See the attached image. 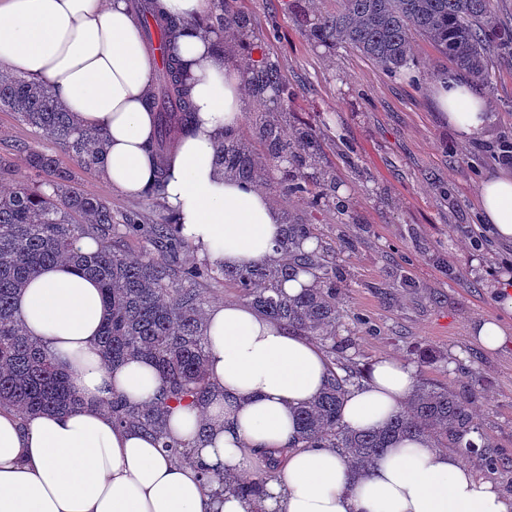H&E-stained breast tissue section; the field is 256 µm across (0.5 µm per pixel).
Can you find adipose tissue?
<instances>
[{"mask_svg": "<svg viewBox=\"0 0 512 512\" xmlns=\"http://www.w3.org/2000/svg\"><path fill=\"white\" fill-rule=\"evenodd\" d=\"M164 16L185 22L169 52L181 67L193 132L177 138L165 163L153 153L155 115L148 105L152 61L128 0H0V73H21L51 86L79 124L108 139L101 169L121 194L137 198L162 179L160 199L182 236L212 266L247 268L275 257L281 215L258 186L225 176L215 146L244 120L245 77L190 22L213 0H158ZM439 106L459 139L491 121L485 100L448 80ZM480 209L494 234L512 240V170L486 179ZM16 307L29 336L63 364L83 408L24 418L0 411V512H512V497L478 477L459 453L429 442L398 440L370 474L351 480L334 448H297L299 410L324 388L325 352L289 334L251 306L227 302L206 321L213 394L205 409L179 406L171 436L194 445L179 465L153 436L113 425L100 407L124 394L152 401L160 383L144 359L102 362L98 334L107 318L98 282L65 264L44 267ZM415 385L405 361H374L365 386L344 398L342 420L355 431L381 428ZM286 449L258 503L210 493L203 474H239L250 449Z\"/></svg>", "mask_w": 512, "mask_h": 512, "instance_id": "ef3b65f1", "label": "adipose tissue"}]
</instances>
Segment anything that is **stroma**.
I'll return each mask as SVG.
<instances>
[{"label":"stroma","mask_w":512,"mask_h":512,"mask_svg":"<svg viewBox=\"0 0 512 512\" xmlns=\"http://www.w3.org/2000/svg\"><path fill=\"white\" fill-rule=\"evenodd\" d=\"M250 20L244 40L226 45L230 60L252 71L275 62L288 88L286 131L309 123L323 131L322 164L336 172V197L349 209H312L302 193L279 197L278 175L266 162L257 183L274 197L284 221L317 225L324 247L335 250L344 273L340 304L350 339L344 356L370 367L382 356L413 363L416 379L457 391L472 390L481 444L512 457V335L496 351L471 334L480 319L512 312L499 291L512 289V243L496 240L478 208L482 181L495 172L502 142L512 140V60L492 58L491 85L481 94L493 121L460 141L436 106L433 90L455 70L422 37L414 62L386 75L354 50L309 40L313 10L332 13L336 0H236ZM53 144L10 112H0V156L30 182L42 173L29 150ZM81 191L108 202L113 213L164 214L159 198H128L101 176L55 152ZM349 246H341V239ZM430 358L419 362L418 350Z\"/></svg>","instance_id":"obj_1"}]
</instances>
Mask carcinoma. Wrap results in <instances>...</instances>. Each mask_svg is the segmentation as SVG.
<instances>
[{
    "mask_svg": "<svg viewBox=\"0 0 512 512\" xmlns=\"http://www.w3.org/2000/svg\"><path fill=\"white\" fill-rule=\"evenodd\" d=\"M144 9L141 18L152 17L164 35L170 37L180 29V22L159 12L157 0H149ZM217 24L241 37L248 28L246 17L227 3ZM415 34L461 75L480 84L487 78L489 51L512 57V26H502L492 0H341L336 13L315 17L309 28L313 41L347 45L390 75L411 64ZM271 90L282 96L278 112L260 107ZM248 93L258 104L248 116L251 135L240 131L217 143V161L224 173L247 182L264 161L287 154L293 164L281 174V194L299 189L310 195L312 208L327 205L336 186L333 174L319 164L321 133L304 125L295 129L293 138H284L289 97L277 66L268 62L252 71ZM150 105L158 110L162 125L185 133L195 124L178 64L171 58L151 93ZM0 111L14 113L71 154L83 171L100 172L105 133L79 125L50 87L21 75L0 78ZM29 160L30 167L48 179L39 185L17 179L12 188L0 192V410L25 416L81 405L69 373L25 334L16 310V296L29 278L47 265L65 262L96 279L104 292L109 314L98 338L104 362L145 358L155 365L161 380L157 397L148 405L112 396L105 403L112 422L150 433L179 463L193 462L192 445L172 439L166 420L174 407L203 406L210 398L205 289L224 280L237 289L241 300L269 319L320 340L327 349L328 383L297 415L301 447L336 448L347 459L351 475L361 477L393 440L426 436L438 448L480 455L486 470L504 472L512 481V459L506 463L494 450H479L467 439L478 429L470 393L422 383L414 387L405 408L382 428L356 432L343 424L344 395L366 374L336 363V351L343 349L337 340L344 327L337 304L342 275L329 252L304 249L306 242L316 239L315 225H284L281 260L268 259L246 269H215L206 263L186 267L182 256L191 246L171 215L153 224H137L127 214L117 217L107 202L74 188L70 171L59 167L54 156L32 149ZM83 235L97 240L96 252L73 249ZM125 240L142 242L143 250L137 255L128 252L120 247ZM302 273L312 277V286L293 296L285 293L282 283ZM256 458L257 477L217 480L205 474L204 484H216L248 501L259 499L280 460L264 449Z\"/></svg>",
    "mask_w": 512,
    "mask_h": 512,
    "instance_id": "cac0c4a2",
    "label": "carcinoma"
}]
</instances>
